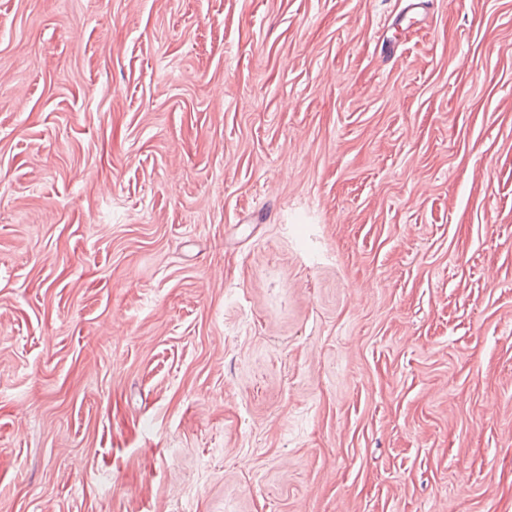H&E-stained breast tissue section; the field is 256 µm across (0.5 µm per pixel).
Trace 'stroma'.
Returning <instances> with one entry per match:
<instances>
[{"label": "stroma", "mask_w": 512, "mask_h": 512, "mask_svg": "<svg viewBox=\"0 0 512 512\" xmlns=\"http://www.w3.org/2000/svg\"><path fill=\"white\" fill-rule=\"evenodd\" d=\"M0 0V512H512V0Z\"/></svg>", "instance_id": "obj_1"}]
</instances>
